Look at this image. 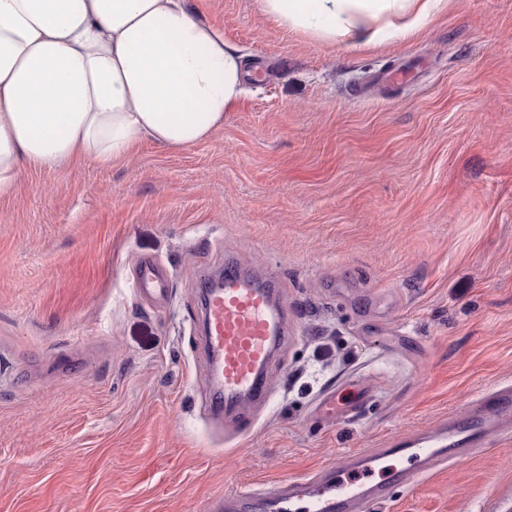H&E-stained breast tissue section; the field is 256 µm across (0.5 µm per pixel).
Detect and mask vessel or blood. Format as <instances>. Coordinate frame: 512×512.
<instances>
[{
  "mask_svg": "<svg viewBox=\"0 0 512 512\" xmlns=\"http://www.w3.org/2000/svg\"><path fill=\"white\" fill-rule=\"evenodd\" d=\"M135 285L152 301L165 300L169 294L167 273L147 258L137 263ZM287 316L274 278L225 258L223 283L206 293L203 307V362L213 383L208 411L214 421L232 415L239 431H248L244 410L269 393L268 367L288 335ZM493 435L512 442L511 385L484 392L465 414L449 419L435 432L390 442L386 455L406 456L412 466L391 469L383 482H369L371 457L356 451L344 466L280 486L265 500L264 508L266 512H373L376 505L387 502L391 487L431 476L438 465L485 447Z\"/></svg>",
  "mask_w": 512,
  "mask_h": 512,
  "instance_id": "b4317fda",
  "label": "vessel or blood"
}]
</instances>
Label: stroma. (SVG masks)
Segmentation results:
<instances>
[{"label":"stroma","instance_id":"35a3bbf8","mask_svg":"<svg viewBox=\"0 0 512 512\" xmlns=\"http://www.w3.org/2000/svg\"><path fill=\"white\" fill-rule=\"evenodd\" d=\"M262 71L186 150L25 170L0 198V512H206L435 430L512 383V0L417 35L313 41L256 0H189ZM276 277L287 343L253 430L211 424L202 272ZM167 271L154 305L137 260ZM358 413L321 412L347 382ZM512 446L377 512H507Z\"/></svg>","mask_w":512,"mask_h":512}]
</instances>
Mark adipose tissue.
Returning a JSON list of instances; mask_svg holds the SVG:
<instances>
[{"instance_id": "ef3b65f1", "label": "adipose tissue", "mask_w": 512, "mask_h": 512, "mask_svg": "<svg viewBox=\"0 0 512 512\" xmlns=\"http://www.w3.org/2000/svg\"><path fill=\"white\" fill-rule=\"evenodd\" d=\"M276 25L330 45L424 30L448 0H257ZM248 71L188 0H0V197L21 171L184 150L223 127Z\"/></svg>"}]
</instances>
